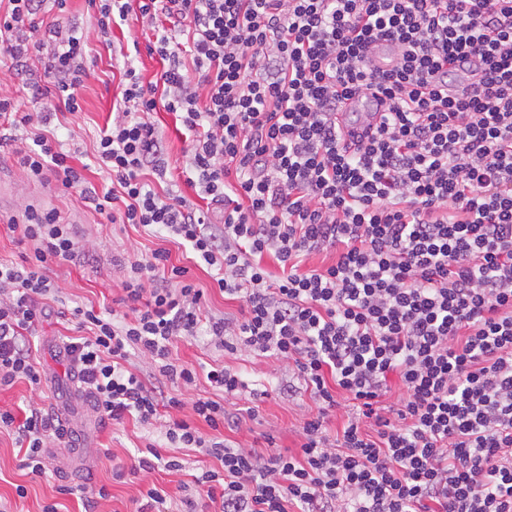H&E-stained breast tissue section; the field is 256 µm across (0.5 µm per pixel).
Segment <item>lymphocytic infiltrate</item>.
<instances>
[{
  "instance_id": "lymphocytic-infiltrate-1",
  "label": "lymphocytic infiltrate",
  "mask_w": 512,
  "mask_h": 512,
  "mask_svg": "<svg viewBox=\"0 0 512 512\" xmlns=\"http://www.w3.org/2000/svg\"><path fill=\"white\" fill-rule=\"evenodd\" d=\"M8 2L0 49L12 70L24 72L45 36L58 44L47 83L29 84L38 111L0 95V146L29 179L78 192L109 223L183 240L241 303L239 318L205 316L202 289L159 248L127 266L119 308H71L83 334L66 356L101 422L145 425L170 411L169 446L220 463L194 479L212 512H512V0H99L101 34L133 14L189 36L185 51L164 33L149 45L165 63L155 80L124 71L123 106L97 150L112 181L102 193L46 129L52 114L80 111L90 77L85 43L35 20L67 0ZM383 42L387 70L373 62ZM369 97L377 123L345 113ZM160 105L189 135L198 203L149 185L169 170L150 119ZM21 127L29 139L15 138ZM7 229L29 251L0 263V387L34 386L31 341L58 291L49 271L81 245L49 209H26ZM328 251L331 263L303 269ZM267 253L279 276L261 265ZM201 334L274 358L309 391L315 410L296 450L264 455L221 438L240 425L232 399L245 383L173 358L175 341ZM135 353L152 372L130 369ZM202 376L223 400L184 401ZM186 406L191 417H176ZM344 407L352 415L328 435ZM2 429L34 477L47 448L77 440L73 423L32 404L0 410ZM161 467L182 465L150 444L116 469L143 480L135 512H172L173 495L145 479Z\"/></svg>"
}]
</instances>
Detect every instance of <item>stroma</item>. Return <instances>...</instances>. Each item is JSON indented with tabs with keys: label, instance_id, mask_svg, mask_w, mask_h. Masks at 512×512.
Masks as SVG:
<instances>
[{
	"label": "stroma",
	"instance_id": "stroma-1",
	"mask_svg": "<svg viewBox=\"0 0 512 512\" xmlns=\"http://www.w3.org/2000/svg\"><path fill=\"white\" fill-rule=\"evenodd\" d=\"M97 17V10L89 6L88 0H67L60 23L87 39L95 76L81 92L80 112L52 120L50 127L64 149L80 150V161L87 166V179L101 187L107 185L108 179L98 167L97 145L106 126L112 122V106L121 97L124 65L132 63L143 80L149 81L161 72L163 62L148 51L156 37L153 28L132 17L113 27L110 41L104 42L97 36ZM52 48V43L48 42L41 51L32 53L26 74L0 70V93L15 96L24 111L35 109L25 84L43 75ZM152 120L163 136L175 184L182 186L186 198L196 200L195 191L185 185L184 129L174 113L162 108L153 113ZM0 184L5 187L4 195L0 196V216L18 218L31 206L56 210L62 223L73 225L86 253L79 265L55 267L50 272L59 293L57 301L49 302L50 315L39 325L35 338L42 372L40 389H31L22 380L0 390L2 409L14 410L29 402H40L71 420L78 431L77 445L47 449V474L34 479L20 467L22 454L14 435L7 431L0 433V512H41L45 504L54 501L58 502L60 512H131L140 485L135 481L113 480L112 466L133 464L139 449L147 444H165L166 421L161 418L149 425L131 420L101 424L91 402L56 356L63 337L76 333L74 323L60 317L61 308L76 305L98 310L112 308L114 300L122 295L120 261L142 257L157 248L169 250L172 262L188 267L192 281L204 289L206 316L239 317L240 303L225 298L215 289L206 266L196 264L191 250L165 231L107 223L86 207L77 193H66L55 185L29 180L5 148H0ZM172 352L183 362L206 367L225 364L240 374L246 388L237 397V406L241 409L252 406L256 412L254 417L245 419L241 432H226L227 440H245L261 450L266 445V435L271 434L279 448H296L301 420L315 405L309 393L289 390L292 374L286 365L246 351L231 355L202 337L176 342ZM257 387L264 388L266 395L254 401L249 392ZM19 484L27 489L22 499L15 492ZM61 484H84L92 489L103 486L110 496L87 508L75 497L58 494L56 488Z\"/></svg>",
	"mask_w": 512,
	"mask_h": 512
}]
</instances>
